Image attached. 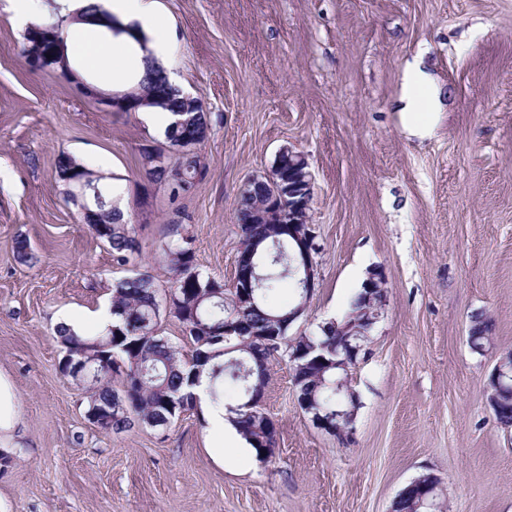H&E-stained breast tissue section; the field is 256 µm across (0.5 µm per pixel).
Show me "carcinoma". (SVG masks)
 I'll use <instances>...</instances> for the list:
<instances>
[{"instance_id": "1", "label": "carcinoma", "mask_w": 512, "mask_h": 512, "mask_svg": "<svg viewBox=\"0 0 512 512\" xmlns=\"http://www.w3.org/2000/svg\"><path fill=\"white\" fill-rule=\"evenodd\" d=\"M127 92L141 101L144 108L173 113L186 105L185 91L173 85L158 88L153 77H142ZM189 116L192 120L183 135L202 143L207 141L211 120L203 105L195 106ZM173 164L190 170L192 189L204 177L206 165L198 155L190 158L180 155ZM235 219L241 232L240 244L256 249L257 258L263 261L264 280L253 305H235L236 293L232 288L226 287L221 279L205 277L199 272L192 236L174 228L173 239L163 245V261L172 276L169 314L182 325L191 344L189 352L181 353L164 336L158 286L152 276L143 273L113 282L111 308L115 322L112 327L84 336L56 331L63 352H71L75 358L83 354L90 361L87 402L108 406L121 396L127 401L126 410L112 412L105 431H129L137 423L154 428L167 426L181 413L195 407L189 384L205 374L215 401H224L225 389L235 391L237 404L229 411L236 414L239 432L257 454L274 456L275 428L268 424L263 410L244 406L247 400L244 372L258 368L260 354L269 365L278 357L288 359V353L301 347L334 346L336 333L320 327L315 332L288 334L285 316L301 303V297L294 272L295 260L288 259V233L280 223L272 189L265 182L254 181L240 190ZM91 228L110 247L117 264L127 265L141 255L142 242L122 209L103 212ZM285 286L294 289L291 300L283 305L270 304L269 298ZM371 308L363 290L350 301L348 315L358 320ZM267 331L275 332L265 337L274 346L261 351L259 334ZM492 331L490 317L482 313L473 315L467 336L470 349L482 352L491 341ZM338 377L333 358L320 365L304 358L293 377V385L298 394L334 412L346 400V394L336 393ZM494 414L499 423L506 426L512 423V386L507 384L499 391Z\"/></svg>"}]
</instances>
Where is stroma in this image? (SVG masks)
<instances>
[{"mask_svg":"<svg viewBox=\"0 0 512 512\" xmlns=\"http://www.w3.org/2000/svg\"><path fill=\"white\" fill-rule=\"evenodd\" d=\"M170 71L213 119L204 179L187 198L143 179L140 113L101 111L28 69L23 27L0 0V375L18 405L0 433V512H389L413 478L441 480L446 512H512V428L486 383L512 351V0H158ZM438 96L426 138L406 129L407 61ZM314 178L316 289L297 329L342 318L362 274L387 276V306L354 370L349 444L298 405L287 362L263 406L279 428L270 461L216 456L198 411L113 433L59 371L57 318L108 305L136 273L168 290L172 222L203 274L232 281L240 188L282 149ZM119 183L143 254L119 265L56 177L59 154ZM34 260L19 263L16 240ZM494 322L477 354L472 313Z\"/></svg>","mask_w":512,"mask_h":512,"instance_id":"stroma-1","label":"stroma"}]
</instances>
